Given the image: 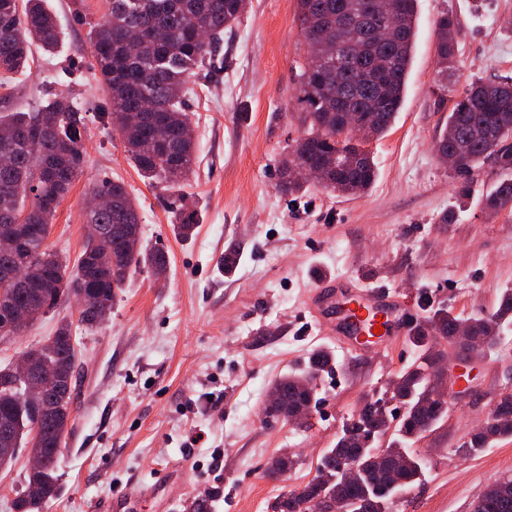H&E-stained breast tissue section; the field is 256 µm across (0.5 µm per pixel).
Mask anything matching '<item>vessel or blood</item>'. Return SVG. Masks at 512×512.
<instances>
[{"label":"vessel or blood","instance_id":"obj_1","mask_svg":"<svg viewBox=\"0 0 512 512\" xmlns=\"http://www.w3.org/2000/svg\"><path fill=\"white\" fill-rule=\"evenodd\" d=\"M350 298L344 319H336V305L341 295ZM309 309L318 311L321 334L336 337L341 343L366 335L367 323L380 319L386 336H405L414 327L413 315L407 305L384 286L367 287L359 280L346 277L322 281L310 298Z\"/></svg>","mask_w":512,"mask_h":512}]
</instances>
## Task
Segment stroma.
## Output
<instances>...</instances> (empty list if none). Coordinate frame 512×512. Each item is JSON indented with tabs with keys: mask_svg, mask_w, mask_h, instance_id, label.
Masks as SVG:
<instances>
[{
	"mask_svg": "<svg viewBox=\"0 0 512 512\" xmlns=\"http://www.w3.org/2000/svg\"><path fill=\"white\" fill-rule=\"evenodd\" d=\"M61 29L54 53L34 50L24 74L0 92L1 112H33L54 95L88 113L82 173L58 207L49 247L75 259L86 239L84 208L102 181L136 199L142 242L168 257L158 278L135 273L102 324L81 323L73 300L22 335L0 340V366L70 323L76 340L73 424L57 468L56 496L41 512H106L113 497L138 512H268L285 491L316 474L344 423L365 399L413 363L409 339L351 351L320 335L306 310L327 277L349 275L390 288L420 318L438 309L469 317L495 309L512 288V207L486 209L502 173L492 164L468 179L436 155L448 111L474 80L512 77V0H418L405 104L394 126L368 143L376 177L362 195L310 186L279 191L280 161L308 127L299 100L307 51L296 0H248L219 54L191 76L185 110L198 164L184 200L148 185L108 116L89 32L107 0H47ZM457 20L458 71L439 91L436 22ZM196 213L186 238L174 212ZM237 258L225 273L223 258ZM331 351L314 382L306 426L266 421L265 394ZM512 391V328L478 365L471 387L415 444L425 476L395 512H471L494 482L512 478V437L463 457L459 448L490 403ZM293 454L285 479L263 472Z\"/></svg>",
	"mask_w": 512,
	"mask_h": 512,
	"instance_id": "obj_1",
	"label": "stroma"
}]
</instances>
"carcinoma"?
Segmentation results:
<instances>
[{
  "label": "carcinoma",
  "instance_id": "obj_1",
  "mask_svg": "<svg viewBox=\"0 0 512 512\" xmlns=\"http://www.w3.org/2000/svg\"><path fill=\"white\" fill-rule=\"evenodd\" d=\"M370 0H297L301 34L308 61L300 74V99L308 106L309 127L289 147L282 160L280 189L293 196L306 181L294 168L309 166L323 171L321 187L328 192L357 195L375 178V163L363 143L384 136L395 122L405 99L411 68L417 0H390L399 14L394 38L377 44L366 28ZM246 0H109V9L91 37V54L111 105L112 128L118 134L140 176L166 191L179 192L196 166L191 120L180 107L187 79L221 48L224 30L239 22ZM59 27L43 0H0V73L25 68L31 47L55 49ZM437 76L448 79L456 58L455 41L437 42ZM359 114L360 133L346 130L336 99ZM86 111L59 95L35 112L0 115V157L11 165L0 167V233L22 221L26 240L15 251H0V266L39 265L42 275L30 288L0 285V310L29 305L53 308L63 296L80 304V321L96 325L107 319L116 290L135 272L147 269L159 278L168 258L160 249L138 241L140 216L136 204L120 182L93 189L109 205L85 211L86 245L69 265L46 244L60 202L70 191L83 166L81 132ZM435 151L457 158L454 171L468 176L480 164L496 163L512 170V78L473 82L460 92L448 121L435 143ZM512 206V180L500 181L486 200L491 211ZM196 226L195 212L184 209L172 225L178 236H189ZM512 324V289L505 290L499 306L484 316L462 318L445 310L430 314L413 333L417 356L391 381L392 398L405 413L399 423L382 398L365 402L344 425L333 448L325 451L315 477L301 488L283 493L271 512H299V504L322 497L331 512H389L396 496L408 493L421 480L425 462L412 445L442 421L448 407L435 394L430 370L435 364L433 342L442 337L459 346L466 356L490 346ZM48 371L61 389L38 402H19V390L10 380V366L0 367V419L10 421L12 448L24 446L47 457L40 474L39 495L13 501L14 512H40L57 494L54 472L62 456V443L72 415L76 350L70 325L63 323L42 348ZM331 361L330 354H314L307 376L288 375L267 392L273 417L302 425L294 410L310 408L313 379ZM41 440L30 438L35 424ZM391 440L384 456L376 444ZM512 436V393L500 395L488 410L485 428L474 432L460 448L477 453ZM353 459L359 478L345 481L340 464ZM472 512H512V479L484 493Z\"/></svg>",
  "mask_w": 512,
  "mask_h": 512
}]
</instances>
